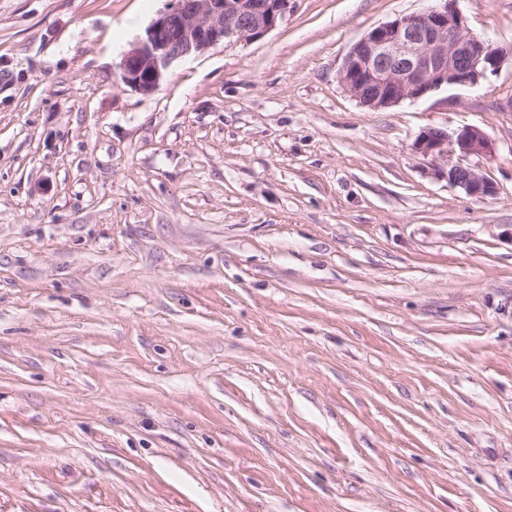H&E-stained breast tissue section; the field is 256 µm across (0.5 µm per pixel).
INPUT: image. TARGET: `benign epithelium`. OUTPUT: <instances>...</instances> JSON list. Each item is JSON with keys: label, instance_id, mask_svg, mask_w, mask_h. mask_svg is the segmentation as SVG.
Listing matches in <instances>:
<instances>
[{"label": "benign epithelium", "instance_id": "obj_1", "mask_svg": "<svg viewBox=\"0 0 512 512\" xmlns=\"http://www.w3.org/2000/svg\"><path fill=\"white\" fill-rule=\"evenodd\" d=\"M289 0H176L158 15L119 64L121 82L149 95L157 91L170 66L228 42L248 43L283 18ZM424 10L382 23L366 32L345 55L339 82L365 108L378 110L417 102L449 89L474 87L501 69L507 50L471 34L455 0H429ZM414 150L445 167L428 173L476 200L496 195V184L468 163L490 157L494 145L478 125L452 131L429 127Z\"/></svg>", "mask_w": 512, "mask_h": 512}]
</instances>
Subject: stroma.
<instances>
[{"label": "stroma", "mask_w": 512, "mask_h": 512, "mask_svg": "<svg viewBox=\"0 0 512 512\" xmlns=\"http://www.w3.org/2000/svg\"><path fill=\"white\" fill-rule=\"evenodd\" d=\"M174 4L0 0V512H512V61L371 111L421 0H290L139 94ZM466 124L494 198L413 150Z\"/></svg>", "instance_id": "obj_1"}]
</instances>
